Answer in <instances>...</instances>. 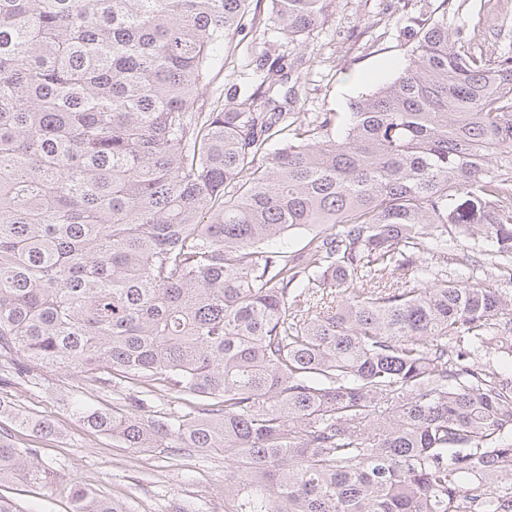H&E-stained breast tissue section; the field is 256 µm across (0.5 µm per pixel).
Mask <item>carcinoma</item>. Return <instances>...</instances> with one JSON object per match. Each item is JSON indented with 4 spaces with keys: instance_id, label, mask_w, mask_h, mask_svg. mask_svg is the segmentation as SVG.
<instances>
[{
    "instance_id": "carcinoma-1",
    "label": "carcinoma",
    "mask_w": 512,
    "mask_h": 512,
    "mask_svg": "<svg viewBox=\"0 0 512 512\" xmlns=\"http://www.w3.org/2000/svg\"><path fill=\"white\" fill-rule=\"evenodd\" d=\"M248 2L0 0V375L136 392L72 414L123 448L222 451L224 512H512V379L482 361L512 358V298L406 287L475 236L512 281V55L427 20L342 135L253 94L205 112ZM325 12L271 0L289 42ZM153 390L186 411L143 419ZM12 479L51 472L0 429Z\"/></svg>"
}]
</instances>
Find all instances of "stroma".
Segmentation results:
<instances>
[{
	"label": "stroma",
	"mask_w": 512,
	"mask_h": 512,
	"mask_svg": "<svg viewBox=\"0 0 512 512\" xmlns=\"http://www.w3.org/2000/svg\"><path fill=\"white\" fill-rule=\"evenodd\" d=\"M452 2L456 10L446 14L441 0H327L324 22L291 43L271 18L270 0H251L242 29L226 41L202 96L209 106L228 110L257 92L285 112L287 121L307 122L331 112L337 127H344L351 101L391 83L407 66L414 43L410 17H444L464 25L472 52L486 58L512 50V14H502L499 0ZM282 55L291 65L289 80L263 86L271 63ZM465 248L471 262L449 263V280L512 297V281L488 265L480 240H467ZM123 395V389H101L60 372H38L0 386V397L56 429L40 438L8 422L0 426L20 445L39 449L53 473L49 485L15 482L1 487L0 495L26 512H70L71 488L82 484L126 501L131 512H173L177 505L185 512H224L228 469L222 453L123 448L109 436L84 430L69 408L77 400L109 407Z\"/></svg>",
	"instance_id": "1"
}]
</instances>
